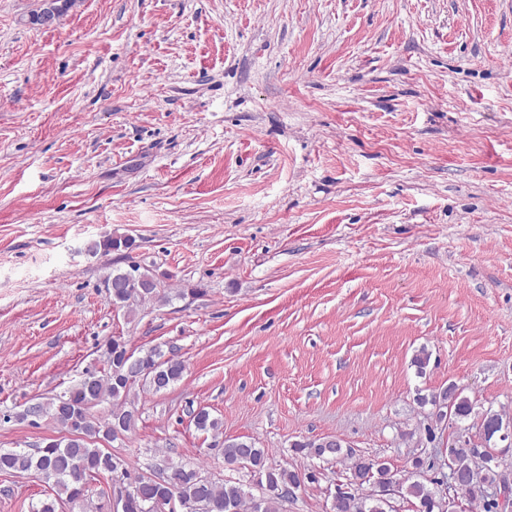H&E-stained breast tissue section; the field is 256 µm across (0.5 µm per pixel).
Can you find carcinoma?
I'll list each match as a JSON object with an SVG mask.
<instances>
[{
  "label": "carcinoma",
  "instance_id": "carcinoma-1",
  "mask_svg": "<svg viewBox=\"0 0 512 512\" xmlns=\"http://www.w3.org/2000/svg\"><path fill=\"white\" fill-rule=\"evenodd\" d=\"M133 245L132 238L113 235L90 243L87 252L127 251ZM129 270L147 287V292L142 298L114 296L112 302L125 314L133 316L143 303L155 298L161 300L163 296L157 279L137 264L130 265L127 270L117 268L111 276L124 275ZM145 369L162 378V385L149 380L143 381L142 385L159 393L180 381L186 366L178 358H163L156 348L136 352L123 337L114 336L111 356L103 360L101 369L85 371L81 379L63 392L46 402L34 403L24 413L26 418H48L54 423L63 414L74 420V431L85 435L83 439L49 441L32 452L0 448V473L34 471L48 485L37 512H59L64 504L71 506L72 512H86L92 499L93 481L113 476L126 466L122 458L99 447L98 443H110L117 439V435L124 436L135 429L136 397L131 395L135 383L130 378ZM445 393L448 394L449 420L457 423L471 416H482L489 431L484 442L474 448L457 444L448 447V467L463 482L460 500L480 508V512H508L486 494L487 487L497 481L496 468L480 469L475 466L474 457L479 454L488 458L498 456L491 447V440L503 426L512 428V414L504 409L475 411L473 401L455 384L439 393L423 395L418 401L437 407L442 405L441 396ZM102 403L109 404L110 410L106 417L98 418L92 409ZM192 422L197 431L209 434L215 440L223 435L221 421L204 407L196 411ZM222 448L225 464L233 470L245 469L255 477L259 494L252 493L243 483H220L199 469L170 462L160 474L159 482L147 480L142 474L133 480L131 472L125 471L126 478L130 479L125 499L113 510L110 499L105 498L95 506V512H193V505L202 499L210 502L211 512H284L295 490L307 482L319 480L317 470L313 468L291 471L270 466L268 449L256 446L250 439L225 440ZM294 448L311 458L349 461L351 479L345 485L337 486L332 512H389L386 487L389 478L397 482L399 493L416 500L417 512H441L438 493L414 479L412 472L398 478L386 464L357 458L352 451H343L339 443L329 448L322 442L303 441L294 444Z\"/></svg>",
  "mask_w": 512,
  "mask_h": 512
}]
</instances>
